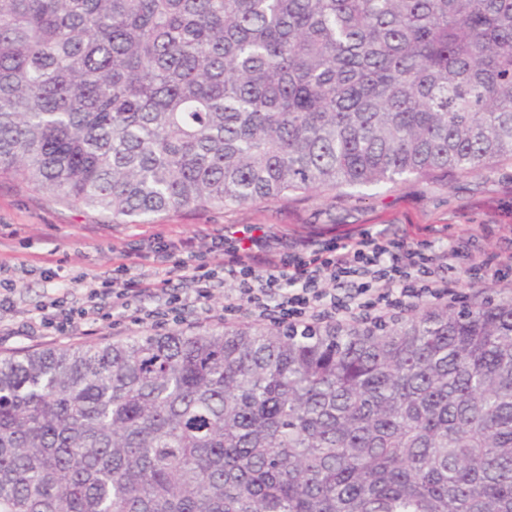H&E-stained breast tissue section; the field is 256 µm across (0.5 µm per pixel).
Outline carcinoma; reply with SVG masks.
Returning <instances> with one entry per match:
<instances>
[{
    "label": "carcinoma",
    "mask_w": 512,
    "mask_h": 512,
    "mask_svg": "<svg viewBox=\"0 0 512 512\" xmlns=\"http://www.w3.org/2000/svg\"><path fill=\"white\" fill-rule=\"evenodd\" d=\"M512 159V0H0V178L114 224ZM0 356V512H512V299Z\"/></svg>",
    "instance_id": "obj_1"
}]
</instances>
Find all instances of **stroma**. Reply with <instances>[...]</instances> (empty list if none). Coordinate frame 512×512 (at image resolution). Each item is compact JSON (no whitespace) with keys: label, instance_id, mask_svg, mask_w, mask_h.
Masks as SVG:
<instances>
[{"label":"stroma","instance_id":"1","mask_svg":"<svg viewBox=\"0 0 512 512\" xmlns=\"http://www.w3.org/2000/svg\"><path fill=\"white\" fill-rule=\"evenodd\" d=\"M252 224L264 226L274 249L299 237L328 238L366 230L403 237L417 224H444L449 241H465L469 249L491 256L503 238L512 235V160L479 174L410 177L383 189L313 192L224 211L183 209L141 224H115L99 213L66 208L31 192L21 178L0 179V265L22 281L12 310L0 311V352L90 345L205 325L200 308L191 306L178 323L138 325L126 318L102 321L90 335L15 333L31 311L78 273L104 275L124 262L132 276H152V256L135 252L141 244L190 237L202 249L213 235ZM488 224L495 225L494 233L485 232Z\"/></svg>","mask_w":512,"mask_h":512}]
</instances>
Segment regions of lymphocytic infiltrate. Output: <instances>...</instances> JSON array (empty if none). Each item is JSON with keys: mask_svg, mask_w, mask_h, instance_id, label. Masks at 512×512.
<instances>
[{"mask_svg": "<svg viewBox=\"0 0 512 512\" xmlns=\"http://www.w3.org/2000/svg\"><path fill=\"white\" fill-rule=\"evenodd\" d=\"M425 232L432 243L365 231L317 243L299 238L283 251L263 249L251 235L215 237L205 251L189 239L160 240L149 246L158 264L153 278L130 276L123 263L105 277H78L84 297L52 298L39 307L38 326L47 335L67 336L111 312L137 324L176 322L189 306L202 304L208 317L227 323L248 315L301 333L347 321L386 322L422 301L451 304L449 282L460 270L475 281L494 275L502 288H512V246L489 258L448 244L447 225L432 224ZM214 254L223 264L211 262ZM227 279L234 286L222 308L207 307L215 282ZM147 293L159 295L161 305L140 307Z\"/></svg>", "mask_w": 512, "mask_h": 512, "instance_id": "lymphocytic-infiltrate-1", "label": "lymphocytic infiltrate"}]
</instances>
